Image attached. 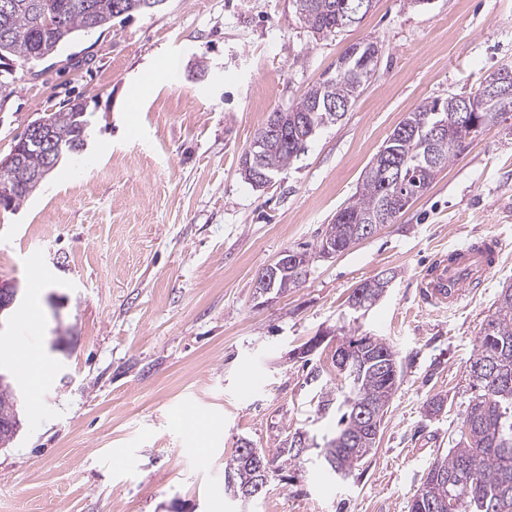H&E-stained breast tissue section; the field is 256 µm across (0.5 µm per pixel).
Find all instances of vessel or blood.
<instances>
[{
	"label": "vessel or blood",
	"instance_id": "obj_1",
	"mask_svg": "<svg viewBox=\"0 0 512 512\" xmlns=\"http://www.w3.org/2000/svg\"><path fill=\"white\" fill-rule=\"evenodd\" d=\"M501 244L495 237L484 238L480 245H467L451 252L450 256L439 257L424 275L420 288L426 300L433 304L457 306L471 289L479 287L488 278L492 269L500 262ZM21 321L26 335L8 339L7 345L16 358L25 363L28 378L41 377L45 363L28 337L29 331L38 325L34 310H26Z\"/></svg>",
	"mask_w": 512,
	"mask_h": 512
}]
</instances>
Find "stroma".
Returning <instances> with one entry per match:
<instances>
[{
	"label": "stroma",
	"mask_w": 512,
	"mask_h": 512,
	"mask_svg": "<svg viewBox=\"0 0 512 512\" xmlns=\"http://www.w3.org/2000/svg\"><path fill=\"white\" fill-rule=\"evenodd\" d=\"M364 39L383 50L372 82L272 186L253 188L239 160L256 130ZM504 65L512 0H376L324 37L292 0H165L25 72L0 108V158L70 102L90 131L83 160L0 206V281L36 306L49 370L44 408L24 410L0 450V512H408L428 464L455 444L481 328L512 285V121L475 137L395 223L315 259L302 286L262 306L255 282L283 251L316 243L408 112L471 93ZM151 69L161 80L141 85ZM488 236L503 253L486 286L452 309L426 302L425 268ZM388 272L384 297L351 311L353 289ZM343 328L398 353L374 451L346 481L311 464L235 498L224 464L240 438L269 450L298 428L333 434L293 352L323 337L313 357L330 368ZM436 395L445 406L427 414ZM190 448L205 449L208 468Z\"/></svg>",
	"instance_id": "stroma-1"
}]
</instances>
